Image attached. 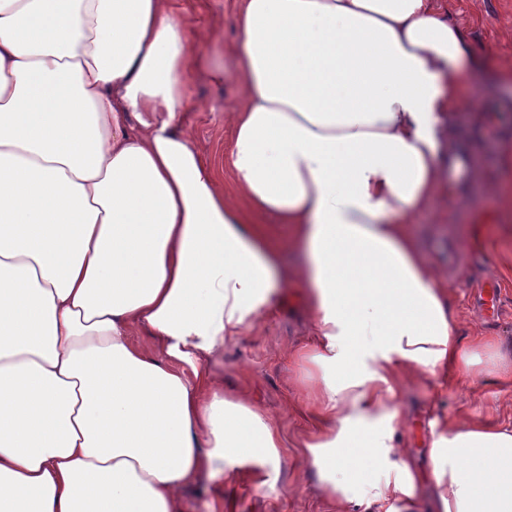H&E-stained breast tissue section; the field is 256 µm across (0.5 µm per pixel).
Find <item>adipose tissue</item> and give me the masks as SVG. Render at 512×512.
<instances>
[{"mask_svg": "<svg viewBox=\"0 0 512 512\" xmlns=\"http://www.w3.org/2000/svg\"><path fill=\"white\" fill-rule=\"evenodd\" d=\"M191 29L172 0H0V512H182L202 474L278 469L280 428L205 361L268 307L280 224L317 336L303 460L338 512H417L398 373L474 359L410 224L499 66L432 0H237L246 98L207 163L175 128ZM428 453L435 512H512V425Z\"/></svg>", "mask_w": 512, "mask_h": 512, "instance_id": "obj_1", "label": "adipose tissue"}]
</instances>
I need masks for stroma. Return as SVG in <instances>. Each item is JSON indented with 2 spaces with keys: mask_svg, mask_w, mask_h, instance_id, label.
Wrapping results in <instances>:
<instances>
[{
  "mask_svg": "<svg viewBox=\"0 0 512 512\" xmlns=\"http://www.w3.org/2000/svg\"><path fill=\"white\" fill-rule=\"evenodd\" d=\"M467 36L475 56L495 57L512 71V0H434ZM177 10L193 14L188 35V105L180 124L193 147L207 160L226 148L236 109L245 99L236 74V0H175ZM223 67L224 83L210 78ZM457 138L466 139L474 177L442 186L410 229L437 275L448 282V304L463 345L493 337L512 357V83L486 71L467 81L453 115ZM287 282L259 313L250 329L225 341L208 361L225 394L259 405L281 429L285 446L273 481L259 485L224 473L202 478L183 496V512H209L217 496L236 497L240 512H330L316 478L298 456L311 428L304 405L313 386L299 355L315 339L306 290L298 276L303 258L288 226L278 229ZM494 279L502 289L496 320L474 305L476 287ZM398 403L403 421L398 447L408 451L422 474L431 467V423L458 425L472 420L512 424V381L502 378L486 352L472 372L449 373L446 382L427 372L403 376Z\"/></svg>",
  "mask_w": 512,
  "mask_h": 512,
  "instance_id": "35a3bbf8",
  "label": "stroma"
}]
</instances>
